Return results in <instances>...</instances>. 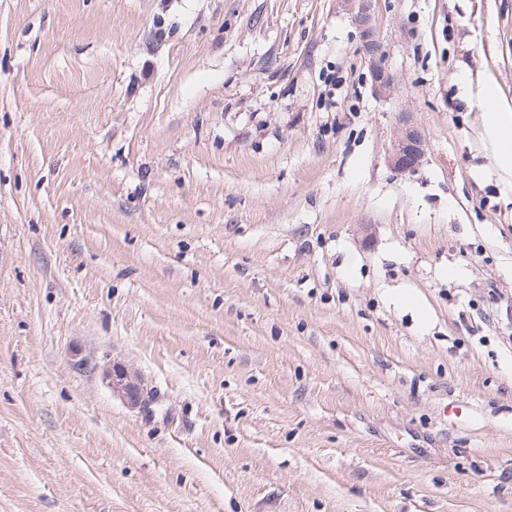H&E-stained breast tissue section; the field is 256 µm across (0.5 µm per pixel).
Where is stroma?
Here are the masks:
<instances>
[{
  "mask_svg": "<svg viewBox=\"0 0 512 512\" xmlns=\"http://www.w3.org/2000/svg\"><path fill=\"white\" fill-rule=\"evenodd\" d=\"M371 7L0 0V512H512V0ZM357 3L355 21L363 35L362 53L368 66L374 91L379 95H390L395 89L394 79L384 64V52L373 23L370 0H346ZM483 106L485 134L492 145L501 169L512 176V112L505 110L494 96H486ZM399 122L401 132L392 144L389 162L397 172H414L424 157V139L413 125L409 113H402ZM104 377L112 392L120 396L131 407L144 406L149 401V391L137 376L121 365H108Z\"/></svg>",
  "mask_w": 512,
  "mask_h": 512,
  "instance_id": "stroma-1",
  "label": "stroma"
}]
</instances>
